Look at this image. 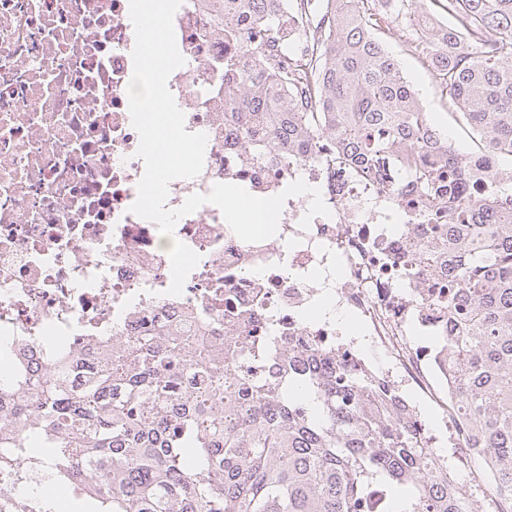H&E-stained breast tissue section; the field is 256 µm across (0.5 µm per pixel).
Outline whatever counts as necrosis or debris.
Instances as JSON below:
<instances>
[{
  "instance_id": "necrosis-or-debris-1",
  "label": "necrosis or debris",
  "mask_w": 512,
  "mask_h": 512,
  "mask_svg": "<svg viewBox=\"0 0 512 512\" xmlns=\"http://www.w3.org/2000/svg\"><path fill=\"white\" fill-rule=\"evenodd\" d=\"M211 0L174 18L185 59L168 88L187 131L207 136L202 173L174 180L167 208L219 182L270 197L301 179L329 215L300 220L310 199L283 206L277 234L248 243L214 205L180 218L173 238L200 256L181 296L156 224L130 213L145 169L127 87L135 32L129 0H0V352L44 372L122 350L155 319L177 338L266 340L265 369L288 385L295 344L347 358L383 379L434 465H468L467 426L448 389V290L425 249L427 206L414 182L348 166L335 144L273 151L255 162L224 122V58Z\"/></svg>"
}]
</instances>
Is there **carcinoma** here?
I'll return each instance as SVG.
<instances>
[{"mask_svg": "<svg viewBox=\"0 0 512 512\" xmlns=\"http://www.w3.org/2000/svg\"><path fill=\"white\" fill-rule=\"evenodd\" d=\"M388 2L327 0L319 38L277 0H221L216 29L236 46L224 121L254 158L327 136L355 166L408 172L425 203L448 198L426 244L448 283L450 381L472 463L512 512V0ZM399 26L476 150L432 124L386 46ZM301 30L316 42L302 71L314 114L278 53ZM163 327L116 359L26 375L0 425V470L25 481L52 459L77 512H474L379 387L312 355L286 392L242 368L247 337L193 351Z\"/></svg>", "mask_w": 512, "mask_h": 512, "instance_id": "obj_1", "label": "carcinoma"}]
</instances>
